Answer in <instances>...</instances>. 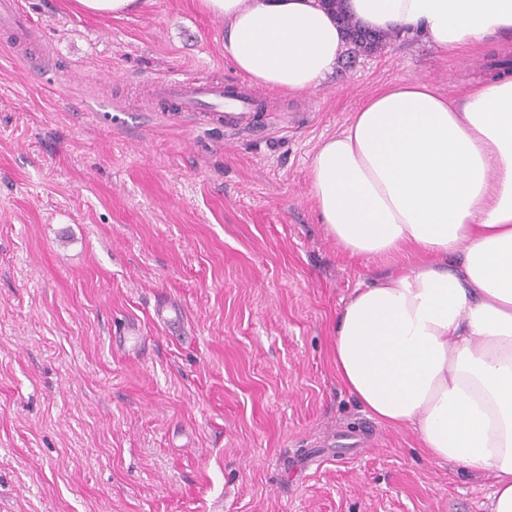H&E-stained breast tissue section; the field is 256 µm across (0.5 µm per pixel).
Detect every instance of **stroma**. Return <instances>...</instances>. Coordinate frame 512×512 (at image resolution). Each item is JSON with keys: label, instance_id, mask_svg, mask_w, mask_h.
Listing matches in <instances>:
<instances>
[{"label": "stroma", "instance_id": "1", "mask_svg": "<svg viewBox=\"0 0 512 512\" xmlns=\"http://www.w3.org/2000/svg\"><path fill=\"white\" fill-rule=\"evenodd\" d=\"M21 2L52 63L0 47V512H488L491 477L337 380V315L382 265L328 237L308 165L378 89L455 95L501 52L393 35L231 130L147 93L238 79L199 0ZM160 294L180 333L154 322ZM127 322L135 355L112 342ZM76 3L84 12L120 18L141 12L149 0H76Z\"/></svg>", "mask_w": 512, "mask_h": 512}]
</instances>
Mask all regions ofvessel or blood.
I'll return each instance as SVG.
<instances>
[{
  "label": "vessel or blood",
  "mask_w": 512,
  "mask_h": 512,
  "mask_svg": "<svg viewBox=\"0 0 512 512\" xmlns=\"http://www.w3.org/2000/svg\"><path fill=\"white\" fill-rule=\"evenodd\" d=\"M33 31V21L18 0H0L1 33L17 43ZM149 89L166 111L204 112L230 127L238 125L240 113L262 111L265 100L264 94L250 85H227L201 78L156 79Z\"/></svg>",
  "instance_id": "vessel-or-blood-1"
}]
</instances>
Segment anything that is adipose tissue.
Wrapping results in <instances>:
<instances>
[{"mask_svg":"<svg viewBox=\"0 0 512 512\" xmlns=\"http://www.w3.org/2000/svg\"><path fill=\"white\" fill-rule=\"evenodd\" d=\"M201 4L223 18L236 70L264 88L311 90L344 48L319 0ZM346 7L452 55L512 35V0ZM308 174L327 235L385 266L339 311L337 377L369 417L413 426L431 458L490 476V512H512V79L459 99L420 79L387 85L320 142Z\"/></svg>","mask_w":512,"mask_h":512,"instance_id":"1","label":"adipose tissue"}]
</instances>
